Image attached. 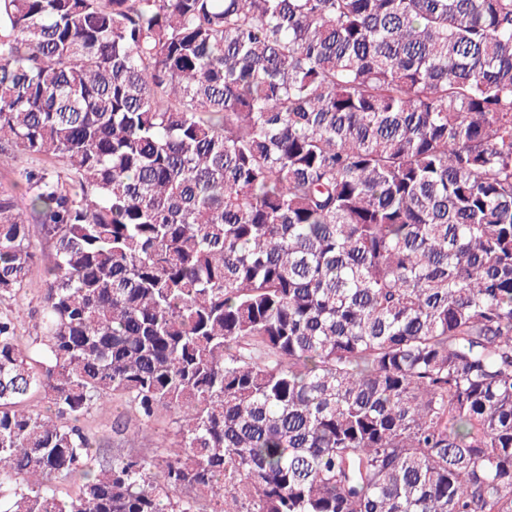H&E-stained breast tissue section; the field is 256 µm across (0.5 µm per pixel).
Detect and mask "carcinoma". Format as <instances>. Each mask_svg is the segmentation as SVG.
I'll use <instances>...</instances> for the list:
<instances>
[{
    "mask_svg": "<svg viewBox=\"0 0 512 512\" xmlns=\"http://www.w3.org/2000/svg\"><path fill=\"white\" fill-rule=\"evenodd\" d=\"M11 148L0 512H512V0H0ZM40 165L52 171L66 172L62 162H50L46 159L38 160L21 150L12 151L11 155H0V186L9 189L13 181L18 179L19 173L25 168ZM45 277V271L40 264L36 265L30 277L28 285L17 292L7 301L0 303V311L12 313L18 317L20 336H35V325L39 322L40 286ZM176 425L172 423V417L169 413L161 412L154 422L152 430L139 433L131 437L128 442L123 444L124 448H136L143 453H152L155 451V444L161 436H166L170 444L176 441L174 436Z\"/></svg>",
    "mask_w": 512,
    "mask_h": 512,
    "instance_id": "obj_1",
    "label": "carcinoma"
}]
</instances>
